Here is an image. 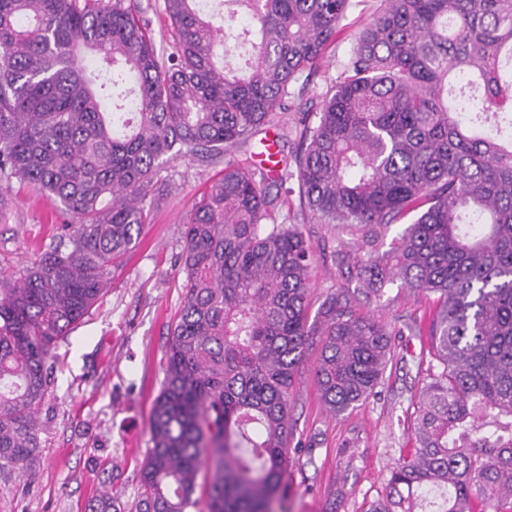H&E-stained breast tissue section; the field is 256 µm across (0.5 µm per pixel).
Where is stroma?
<instances>
[{
    "label": "stroma",
    "mask_w": 512,
    "mask_h": 512,
    "mask_svg": "<svg viewBox=\"0 0 512 512\" xmlns=\"http://www.w3.org/2000/svg\"><path fill=\"white\" fill-rule=\"evenodd\" d=\"M381 5L350 0L321 67L294 83L287 110L258 137L240 141L227 155L170 163L166 185L152 194L150 221L137 246L113 268L89 314L56 343L51 388L38 412L41 452L25 474L0 469V512H84L107 477L116 512H135L151 446V406L183 291L182 223L227 160L249 158L261 140L274 139L280 158H293L298 120L320 112L356 34ZM295 185L291 179L277 191L274 215L280 223L300 225L312 247L309 296L316 307L328 293L354 288L337 266L336 252L356 235L346 225L316 223L302 211ZM7 194L12 205L0 222V268L16 277L36 249L55 243L64 215L54 197L31 185L12 181ZM359 309L394 331L383 380L374 396L332 415L319 399L315 377L322 341L311 339L291 399L288 490L276 512H365L384 495L390 469L415 446L416 402L427 374L418 359L431 354L433 300L393 285L382 298L361 301Z\"/></svg>",
    "instance_id": "stroma-1"
}]
</instances>
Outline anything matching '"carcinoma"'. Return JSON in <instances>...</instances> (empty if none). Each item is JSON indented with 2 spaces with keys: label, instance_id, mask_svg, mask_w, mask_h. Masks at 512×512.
<instances>
[{
  "label": "carcinoma",
  "instance_id": "carcinoma-1",
  "mask_svg": "<svg viewBox=\"0 0 512 512\" xmlns=\"http://www.w3.org/2000/svg\"><path fill=\"white\" fill-rule=\"evenodd\" d=\"M164 6L168 55L125 0H0V212L16 178L68 217L19 278L0 277V464L21 474L40 452L55 343L136 246L168 165L271 123L336 43L349 0ZM298 132L279 178L296 179L317 223L360 233L340 264L368 295L397 283L438 304L442 371L419 394L417 447L368 512H428L433 490L436 512H512V0H383ZM265 181L227 161L183 224V298L136 512L198 507L204 469L200 512H273L311 337H326L315 376L330 412L383 379L393 331L347 288L309 317L312 247L272 220ZM89 508L112 512V487Z\"/></svg>",
  "mask_w": 512,
  "mask_h": 512
}]
</instances>
